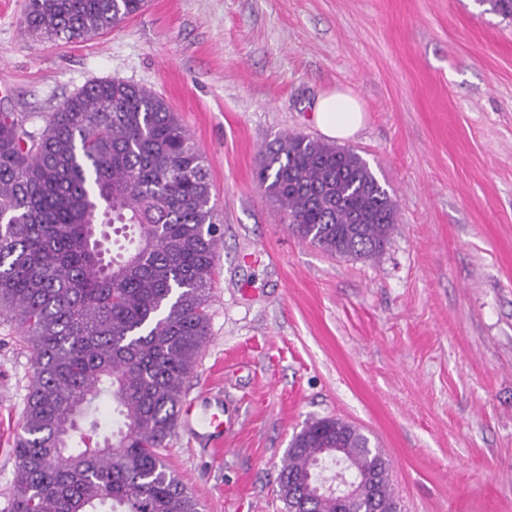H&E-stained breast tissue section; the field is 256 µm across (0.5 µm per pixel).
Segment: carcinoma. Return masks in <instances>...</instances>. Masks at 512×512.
Returning <instances> with one entry per match:
<instances>
[{"mask_svg":"<svg viewBox=\"0 0 512 512\" xmlns=\"http://www.w3.org/2000/svg\"><path fill=\"white\" fill-rule=\"evenodd\" d=\"M144 6L28 0L25 27L83 39ZM256 179L288 228L331 255L375 260L398 223L359 154L310 136L277 138ZM219 239L205 156L154 91L91 81L32 131L0 113V316L18 322L34 367L10 512H202L162 449L209 335ZM103 398L120 425L92 445ZM338 443L352 498L317 472ZM369 443L333 417L306 424L279 473L287 512H401Z\"/></svg>","mask_w":512,"mask_h":512,"instance_id":"carcinoma-1","label":"carcinoma"}]
</instances>
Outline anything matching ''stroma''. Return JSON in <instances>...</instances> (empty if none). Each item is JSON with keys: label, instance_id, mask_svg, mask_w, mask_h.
Segmentation results:
<instances>
[{"label": "stroma", "instance_id": "stroma-1", "mask_svg": "<svg viewBox=\"0 0 512 512\" xmlns=\"http://www.w3.org/2000/svg\"><path fill=\"white\" fill-rule=\"evenodd\" d=\"M0 0V112L42 128L95 79L164 97L205 157L223 233L209 336L164 450L202 512H285L277 476L315 419L360 428L401 512H512V17L477 0H147L79 42ZM356 95L345 140L399 222L382 256L302 241L255 179L285 134ZM33 366L0 320V512ZM224 414L221 450L203 421Z\"/></svg>", "mask_w": 512, "mask_h": 512}]
</instances>
